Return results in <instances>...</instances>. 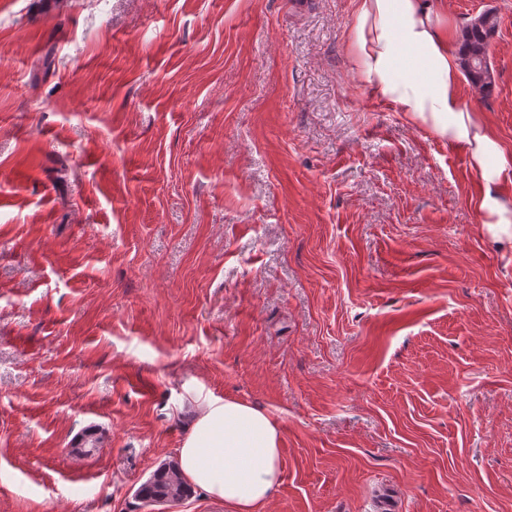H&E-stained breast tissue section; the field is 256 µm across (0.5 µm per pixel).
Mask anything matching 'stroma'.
Masks as SVG:
<instances>
[{
  "mask_svg": "<svg viewBox=\"0 0 512 512\" xmlns=\"http://www.w3.org/2000/svg\"><path fill=\"white\" fill-rule=\"evenodd\" d=\"M0 0V512H145L202 396L262 512H512V240L352 70V0ZM494 85L512 151V0ZM94 456L75 455L86 430Z\"/></svg>",
  "mask_w": 512,
  "mask_h": 512,
  "instance_id": "stroma-1",
  "label": "stroma"
}]
</instances>
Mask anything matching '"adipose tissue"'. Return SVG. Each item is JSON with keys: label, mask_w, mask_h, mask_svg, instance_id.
<instances>
[{"label": "adipose tissue", "mask_w": 512, "mask_h": 512, "mask_svg": "<svg viewBox=\"0 0 512 512\" xmlns=\"http://www.w3.org/2000/svg\"><path fill=\"white\" fill-rule=\"evenodd\" d=\"M454 29L437 0H355L348 32L352 69L377 99L432 136L462 150L478 172L475 204L487 233L512 238V152L460 91ZM281 432L266 412L233 399H197L176 450L179 475L223 503L226 512H258L280 484Z\"/></svg>", "instance_id": "obj_1"}]
</instances>
